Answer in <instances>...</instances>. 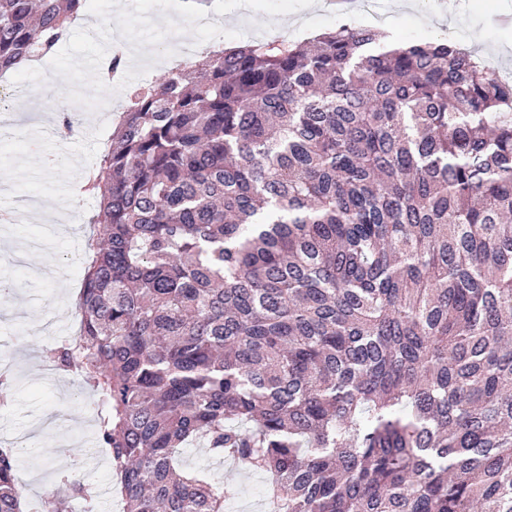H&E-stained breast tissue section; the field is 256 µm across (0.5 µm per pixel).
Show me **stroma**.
Returning a JSON list of instances; mask_svg holds the SVG:
<instances>
[{
  "instance_id": "obj_1",
  "label": "stroma",
  "mask_w": 512,
  "mask_h": 512,
  "mask_svg": "<svg viewBox=\"0 0 512 512\" xmlns=\"http://www.w3.org/2000/svg\"><path fill=\"white\" fill-rule=\"evenodd\" d=\"M457 14L427 21L422 9H405L396 0H381L377 15L366 14L361 5L339 14L323 8L304 14L301 24L280 27L281 19L302 12L303 0H250L248 10L238 0H151V9L167 13L182 26L191 52L204 43L194 19L206 15L210 28L224 34V45L244 44L283 31L290 40L304 41L337 24L394 27L400 40L436 41L451 37L453 43L483 53L497 69L512 74V0H452ZM106 18L110 28L93 26ZM124 36L150 47L156 59L146 67L150 80L168 72L163 57L168 50V30L144 28L140 10L132 0H101L71 27L68 40L47 63H35L0 76V88L33 95L47 93L51 100L74 102L78 128L67 142L55 133L56 117L47 115L36 129L21 126L20 107L10 106L7 125H0V210L11 209L15 219L0 224V235L23 242L37 236L40 227L26 210L28 198L40 197L58 206L67 229L51 236L45 249L23 254L22 265L11 262V252H0V274L23 289L0 307V366L14 381L7 402L0 404V446L18 449L17 480L28 506L54 495L64 479L86 480L96 493L97 512H123L114 492V477L106 449L96 444L98 401L78 371L45 374L42 366L49 349L75 335L79 326L76 296L82 284L85 242L82 230L96 202L71 192L73 174L97 164L115 127L114 119L92 120L91 111L105 101L118 102L119 91L106 90L88 81L85 63H98L100 41L108 35ZM66 156L49 168L48 156L58 150ZM186 467L208 472L231 488L230 501L242 512H266L260 491L267 477L245 472L234 463L213 457L207 449L188 448L182 455Z\"/></svg>"
}]
</instances>
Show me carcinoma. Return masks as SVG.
<instances>
[{
    "label": "carcinoma",
    "instance_id": "cac0c4a2",
    "mask_svg": "<svg viewBox=\"0 0 512 512\" xmlns=\"http://www.w3.org/2000/svg\"><path fill=\"white\" fill-rule=\"evenodd\" d=\"M88 0H0V74ZM128 105L83 182L76 335L127 512H512V81L342 23L213 49ZM0 448V512H23ZM47 502L93 496L64 481ZM182 460L186 467L206 471L229 485L228 501L237 503L243 510L240 512H266L267 503L260 494L267 480L265 474L242 471L230 461L213 457L205 448H186Z\"/></svg>",
    "mask_w": 512,
    "mask_h": 512
}]
</instances>
